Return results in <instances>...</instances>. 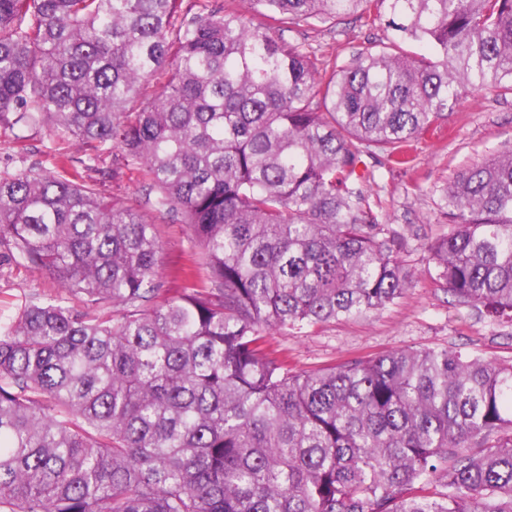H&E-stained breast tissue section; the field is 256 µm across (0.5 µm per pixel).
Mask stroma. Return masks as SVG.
Here are the masks:
<instances>
[{
	"instance_id": "obj_1",
	"label": "stroma",
	"mask_w": 512,
	"mask_h": 512,
	"mask_svg": "<svg viewBox=\"0 0 512 512\" xmlns=\"http://www.w3.org/2000/svg\"><path fill=\"white\" fill-rule=\"evenodd\" d=\"M289 43L318 59L348 62L365 48L387 47L396 38L387 20L364 24L351 15L327 23L313 21L282 31ZM79 155L72 142L55 143L44 128L27 130L24 140L0 135V169L34 163L55 167V150ZM512 149V94L479 90L463 95L440 128L421 135L407 168L383 164L381 155H363L366 178L357 185L363 207L378 217L384 237L411 280L401 297L384 310L325 323L306 333L275 331L269 342L298 371L326 367L350 358H374L396 350L462 348L499 363L512 362V322H493L459 303L436 281L426 242L448 230L444 188L476 160ZM102 197L136 208L156 226L163 243L158 301L177 296L184 282L178 274L189 255V230L177 213L159 211L148 202L147 182L122 151L114 149L88 170ZM48 274L15 266L0 257V314H14L26 299L59 296Z\"/></svg>"
}]
</instances>
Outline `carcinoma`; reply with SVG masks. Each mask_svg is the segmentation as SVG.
<instances>
[{
	"mask_svg": "<svg viewBox=\"0 0 512 512\" xmlns=\"http://www.w3.org/2000/svg\"><path fill=\"white\" fill-rule=\"evenodd\" d=\"M238 2L273 25L0 0V129L84 152L0 171V246L63 292L0 318V512H512V364L445 347L295 372L265 347L402 295L361 156L404 166L462 91L512 93V0ZM350 14L398 41L327 69L277 35ZM115 147L190 227L162 304L154 224L83 179ZM444 202L436 279L512 318V150Z\"/></svg>",
	"mask_w": 512,
	"mask_h": 512,
	"instance_id": "obj_1",
	"label": "carcinoma"
}]
</instances>
